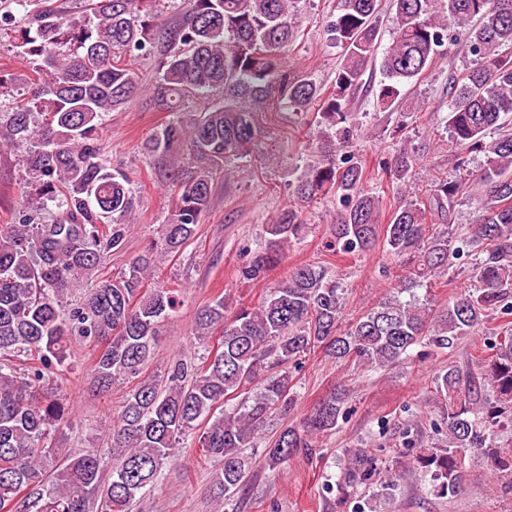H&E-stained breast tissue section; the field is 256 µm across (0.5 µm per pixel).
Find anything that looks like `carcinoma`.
<instances>
[{"mask_svg":"<svg viewBox=\"0 0 512 512\" xmlns=\"http://www.w3.org/2000/svg\"><path fill=\"white\" fill-rule=\"evenodd\" d=\"M295 2L183 0L171 25L156 0H88L90 13L69 16L53 0H0V26L15 28L14 48L30 65L27 95L0 113V148H27L24 184L58 207L50 222L0 225V510L126 512L161 482L193 433L204 456L223 461L216 488L229 500L246 485L243 450L253 447L271 410L294 411L292 370L308 352L319 348L363 369L396 367L421 343L432 352L453 350L491 316L502 324L475 369L450 364L436 374L447 445L421 451L413 469L432 492L453 496L463 485L462 459L479 452L512 486V448L495 442L497 429L512 427V0H390L386 13L380 0H338L326 34L342 54L328 92L313 73L287 62L298 37ZM385 18L392 35L380 52ZM160 29L167 51L154 94L174 117L145 150L169 162L176 202L161 225V246L149 245L127 270L102 278L99 268L134 227L136 196L103 155L101 120L140 91L131 61L153 52ZM455 42L474 63L448 77L445 129L456 145L484 156L471 182L474 219L458 246L438 225L462 182L438 181L428 202L406 201L386 217L383 195L351 151L363 129L354 94H371L380 112L415 110L408 87ZM376 65L381 78L373 84L364 76ZM191 97L204 101L200 110H185ZM282 109L321 130L320 159L290 184L294 203L245 249L242 277L266 281L304 232L306 207L327 195L339 207L326 247L360 256L381 241L402 273L388 283L389 295L343 330L341 282L321 265H298L256 307L231 311L222 298L202 306L195 336L217 342L201 362L177 359L164 380L142 376L162 323L177 308L170 291L148 280L160 259L196 236L216 175L230 177L226 165L250 155L263 114ZM185 143L200 161L187 174L174 155ZM416 161L404 144L380 167L398 184ZM466 249L477 255L475 284L432 308L416 290L454 272ZM77 287L84 293L69 306ZM74 336L103 345L94 367L98 390L134 383L113 421L107 480L97 452L53 443L69 411L46 381ZM19 356L32 365L9 364ZM487 389L492 403L483 397ZM346 397L335 388L300 425L284 428L266 449V466L280 468L335 431Z\"/></svg>","mask_w":512,"mask_h":512,"instance_id":"1","label":"carcinoma"}]
</instances>
